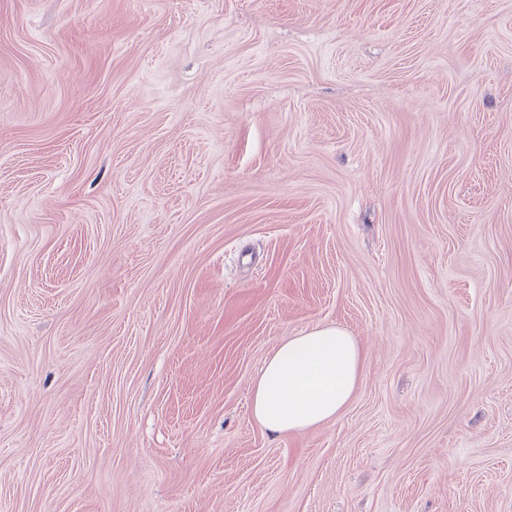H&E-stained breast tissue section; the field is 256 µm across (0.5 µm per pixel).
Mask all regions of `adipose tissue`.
<instances>
[{
	"label": "adipose tissue",
	"instance_id": "1",
	"mask_svg": "<svg viewBox=\"0 0 512 512\" xmlns=\"http://www.w3.org/2000/svg\"><path fill=\"white\" fill-rule=\"evenodd\" d=\"M363 359L358 340L337 325H317L279 343L254 380V420L286 435L336 419L357 388Z\"/></svg>",
	"mask_w": 512,
	"mask_h": 512
}]
</instances>
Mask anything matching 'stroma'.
I'll use <instances>...</instances> for the list:
<instances>
[{"label": "stroma", "instance_id": "35a3bbf8", "mask_svg": "<svg viewBox=\"0 0 512 512\" xmlns=\"http://www.w3.org/2000/svg\"><path fill=\"white\" fill-rule=\"evenodd\" d=\"M0 512H512V0H0ZM363 359L358 340L337 325H316L279 343L254 380V420L286 435L336 419L354 395Z\"/></svg>", "mask_w": 512, "mask_h": 512}]
</instances>
